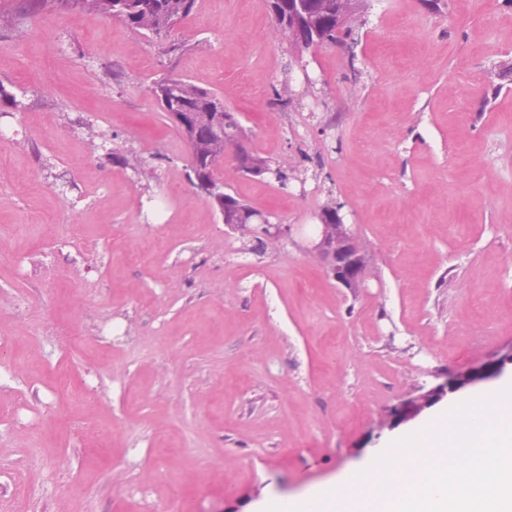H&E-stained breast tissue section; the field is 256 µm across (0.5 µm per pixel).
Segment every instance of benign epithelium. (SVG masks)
<instances>
[{
  "mask_svg": "<svg viewBox=\"0 0 512 512\" xmlns=\"http://www.w3.org/2000/svg\"><path fill=\"white\" fill-rule=\"evenodd\" d=\"M338 21L348 25L362 16V0H338ZM251 151L244 137L240 136L224 145L222 159L247 175L254 172L250 161ZM224 224L239 232H253L262 235L266 244L277 247L286 237V226L272 224L265 217L250 216V223L237 224L224 221ZM304 251L317 255L324 263L327 274L342 287L355 292L365 287L367 253L351 225L336 216V223L322 224L317 235L301 242ZM512 364V348L499 357L492 358L480 366L446 375L444 381L424 392L406 398L397 408L396 417L404 422L416 418L425 408L444 397L452 396L462 388L496 375L506 363Z\"/></svg>",
  "mask_w": 512,
  "mask_h": 512,
  "instance_id": "obj_1",
  "label": "benign epithelium"
}]
</instances>
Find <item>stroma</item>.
I'll list each match as a JSON object with an SVG mask.
<instances>
[{"instance_id":"obj_1","label":"stroma","mask_w":512,"mask_h":512,"mask_svg":"<svg viewBox=\"0 0 512 512\" xmlns=\"http://www.w3.org/2000/svg\"><path fill=\"white\" fill-rule=\"evenodd\" d=\"M389 7L367 0L350 50L294 52L266 0H199L176 57L79 11L0 39V83L25 103L21 141L0 142V367L24 373L0 387V512H160L173 494L175 512H260L452 405L390 427L409 392L512 348V7ZM164 74L214 91L253 153L317 161L288 206L272 180L228 166L224 183L274 224L309 228L340 203L370 248L364 290L289 242L243 252L186 178L150 92ZM306 77L309 97L274 104ZM87 122L157 156L154 175L95 151ZM165 195L172 223H145ZM71 224L111 259L62 243ZM20 255L51 259L57 283L20 277ZM62 370L82 401L57 389Z\"/></svg>"}]
</instances>
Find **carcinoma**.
Wrapping results in <instances>:
<instances>
[{
  "mask_svg": "<svg viewBox=\"0 0 512 512\" xmlns=\"http://www.w3.org/2000/svg\"><path fill=\"white\" fill-rule=\"evenodd\" d=\"M305 5L302 14L288 13V0H268L270 11L278 16L279 39L288 41V30L298 25L306 29L309 43L314 45H345L355 43L359 27L336 30V0H301ZM198 0H22L16 9H6L0 4V34L20 39L25 34L23 19L30 13L44 11H81L104 15L124 24L134 32L152 35L165 41L164 54L177 55L185 45L169 39L172 30L190 17L197 9ZM152 96L166 117L181 134L190 136L193 156L189 162L187 179L197 190L204 191L206 199L219 216L238 208L250 209L238 197L225 191L215 177L224 140L232 139L243 128L226 118L224 103L218 95L199 87L186 79L162 76L153 82ZM92 146L105 151L107 157L123 166L131 167L138 174L154 171L152 159L133 156L129 151L112 146V136L98 130L90 122L85 123ZM306 154L288 164H267L270 175L281 187L297 179L307 171Z\"/></svg>",
  "mask_w": 512,
  "mask_h": 512,
  "instance_id": "cac0c4a2",
  "label": "carcinoma"
}]
</instances>
